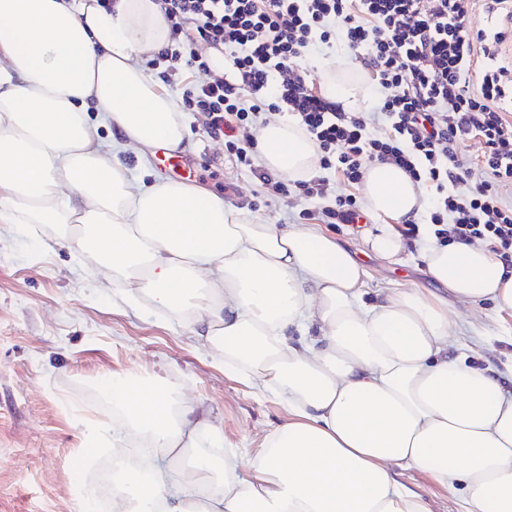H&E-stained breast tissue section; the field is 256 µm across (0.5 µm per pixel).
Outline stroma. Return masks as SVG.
<instances>
[{
  "mask_svg": "<svg viewBox=\"0 0 512 512\" xmlns=\"http://www.w3.org/2000/svg\"><path fill=\"white\" fill-rule=\"evenodd\" d=\"M352 56L339 43L330 54L304 57L298 70L318 88ZM184 121L193 143L187 159L194 169H209L197 186L235 200L261 220L296 224L302 210L334 206L347 192L336 182L322 198L294 191L267 199L248 170L225 159L223 141L207 136L201 113H185ZM327 231L363 265L368 290L437 291L424 270L421 239L410 240L403 262L389 263L365 246L364 228L336 224ZM50 233L41 224L0 223V512H84L81 424L103 415L87 391L115 378L141 375L177 388L211 412L243 459L261 454L265 435L285 421V408L225 370L216 352L199 350L185 322L147 302L135 311L127 307L101 287L97 265L74 246L44 250L41 242ZM448 322L456 353L472 364L512 362V313L452 298ZM394 474L427 494L435 512H466L460 496L427 474L400 467Z\"/></svg>",
  "mask_w": 512,
  "mask_h": 512,
  "instance_id": "1",
  "label": "stroma"
}]
</instances>
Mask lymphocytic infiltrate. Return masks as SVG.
Here are the masks:
<instances>
[{"mask_svg": "<svg viewBox=\"0 0 512 512\" xmlns=\"http://www.w3.org/2000/svg\"><path fill=\"white\" fill-rule=\"evenodd\" d=\"M170 29L166 47L147 66L166 82L184 81L182 108L201 113L209 137L265 188L285 197L291 189L325 195L332 169L357 185L367 166L389 164L429 183V220L399 225L403 237L428 235L441 244L488 243L512 259V88L497 62L506 31L475 32L465 24L470 0H158ZM344 37L381 94L383 135L367 131L361 112L342 111L296 70L311 51ZM225 51L224 75H214L198 43ZM289 115L315 141L321 174L277 180L255 162L252 127L268 111ZM479 138L476 162L459 148ZM485 180L467 186L471 166Z\"/></svg>", "mask_w": 512, "mask_h": 512, "instance_id": "lymphocytic-infiltrate-1", "label": "lymphocytic infiltrate"}]
</instances>
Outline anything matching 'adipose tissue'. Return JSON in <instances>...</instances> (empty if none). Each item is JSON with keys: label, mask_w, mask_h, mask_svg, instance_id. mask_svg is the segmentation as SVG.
Segmentation results:
<instances>
[{"label": "adipose tissue", "mask_w": 512, "mask_h": 512, "mask_svg": "<svg viewBox=\"0 0 512 512\" xmlns=\"http://www.w3.org/2000/svg\"><path fill=\"white\" fill-rule=\"evenodd\" d=\"M169 38L157 0H0V223L52 226L45 248L76 244L130 308L146 300L188 321L288 410L245 463L172 388L113 380L111 421L82 426L85 455L131 437L190 455L179 471L153 460L124 469L112 512H434L395 465L430 473L467 512H512V373L450 354L442 298L409 288L366 301L363 268L320 225L270 224L196 186L128 176L118 152L190 145L176 95L145 68ZM362 81L352 63L321 92L353 112ZM256 141L269 171L313 173L317 147L298 123L268 124ZM365 184L369 209L387 218L366 244L397 261L396 225L418 214L424 189L381 164ZM422 261L455 299L512 311V265L487 246L434 244Z\"/></svg>", "instance_id": "1"}]
</instances>
